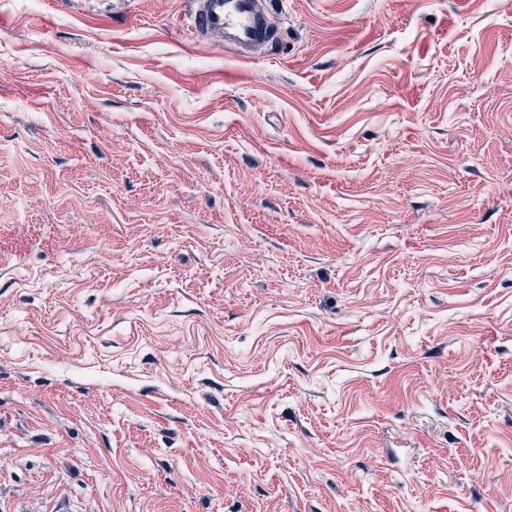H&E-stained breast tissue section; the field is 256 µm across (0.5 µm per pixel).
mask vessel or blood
<instances>
[{"mask_svg":"<svg viewBox=\"0 0 512 512\" xmlns=\"http://www.w3.org/2000/svg\"><path fill=\"white\" fill-rule=\"evenodd\" d=\"M196 35L216 39L243 58H251L273 39L265 0H192Z\"/></svg>","mask_w":512,"mask_h":512,"instance_id":"1","label":"vessel or blood"}]
</instances>
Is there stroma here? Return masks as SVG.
Returning <instances> with one entry per match:
<instances>
[{"mask_svg": "<svg viewBox=\"0 0 512 512\" xmlns=\"http://www.w3.org/2000/svg\"><path fill=\"white\" fill-rule=\"evenodd\" d=\"M0 0V512H512V0ZM191 4L195 34L224 42L242 58H253L273 39L264 0H192Z\"/></svg>", "mask_w": 512, "mask_h": 512, "instance_id": "35a3bbf8", "label": "stroma"}]
</instances>
